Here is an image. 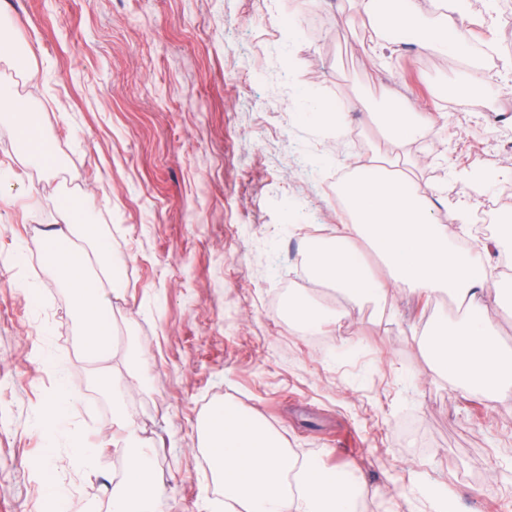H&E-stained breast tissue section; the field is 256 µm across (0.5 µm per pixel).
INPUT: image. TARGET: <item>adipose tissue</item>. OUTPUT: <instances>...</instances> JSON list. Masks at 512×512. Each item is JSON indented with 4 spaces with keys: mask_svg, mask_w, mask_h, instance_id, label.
Segmentation results:
<instances>
[{
    "mask_svg": "<svg viewBox=\"0 0 512 512\" xmlns=\"http://www.w3.org/2000/svg\"><path fill=\"white\" fill-rule=\"evenodd\" d=\"M361 5L368 18L380 22L393 44L449 53L465 61L472 57L469 39L454 23L455 17L466 14L468 0H439L437 12L430 16L418 11L415 0H361ZM0 102L14 107L13 130L26 164L52 172L59 160L41 131L39 113L18 102L7 84H0ZM380 120L402 145L427 138L432 131L429 121L411 112H384ZM340 195L350 221L335 236L307 246L311 278L354 301L387 303L398 285L455 301L462 313L440 317L417 340L430 358L433 376L468 386L491 403L512 405V349L499 343L494 325V313L501 305L498 284L483 263L454 245L467 230L471 210L467 198L449 209L448 223L438 222L430 194L409 174L384 163L355 168L343 181ZM60 212L62 223L44 236L42 253L71 295L83 324L82 350L101 363L97 383L111 390L112 416L126 432L129 469L125 480L112 489L108 512H162L164 494L150 452L123 410V390L140 384L138 370L130 366L121 373L108 365L116 355L111 295L122 286L125 262L113 253L99 226L80 216L71 199L61 201ZM362 241L380 257V271L369 269L358 247ZM288 313L308 336L341 318L337 309L301 297L289 299Z\"/></svg>",
    "mask_w": 512,
    "mask_h": 512,
    "instance_id": "obj_1",
    "label": "adipose tissue"
}]
</instances>
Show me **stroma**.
<instances>
[{"instance_id": "1", "label": "stroma", "mask_w": 512, "mask_h": 512, "mask_svg": "<svg viewBox=\"0 0 512 512\" xmlns=\"http://www.w3.org/2000/svg\"><path fill=\"white\" fill-rule=\"evenodd\" d=\"M8 37L35 52L36 81L0 60V82L41 113L60 164L28 168L0 107V512H105L129 458L112 401L91 380L81 325L45 266L39 239L63 198L85 201L130 274L114 300L121 348L141 360L124 412L149 447L164 512H225L199 424L230 399L259 412L287 448L341 467L367 512H512V407L434 380L416 331L454 304L399 290L385 304L344 301L312 344L286 312L311 296L295 260L346 218L336 177L403 157L425 190L512 217V0H468L470 31L498 61L479 88L453 56L388 48L358 0H0ZM406 107L432 119L399 146L351 107ZM348 109L344 134L312 121L320 103ZM65 384L64 429L41 423ZM85 438L92 459L72 442Z\"/></svg>"}]
</instances>
